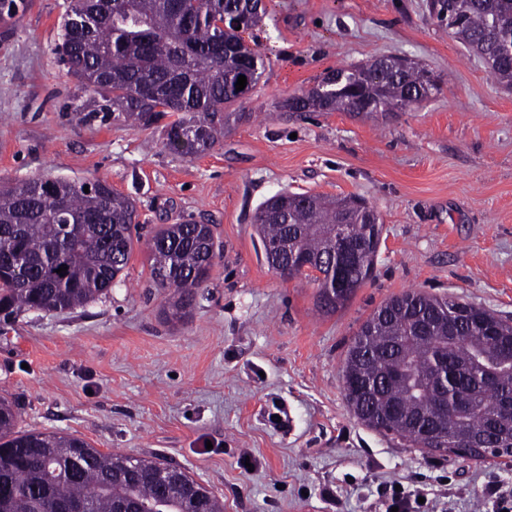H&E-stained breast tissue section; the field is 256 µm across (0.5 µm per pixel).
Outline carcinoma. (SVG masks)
<instances>
[{
	"instance_id": "cac0c4a2",
	"label": "carcinoma",
	"mask_w": 512,
	"mask_h": 512,
	"mask_svg": "<svg viewBox=\"0 0 512 512\" xmlns=\"http://www.w3.org/2000/svg\"><path fill=\"white\" fill-rule=\"evenodd\" d=\"M265 14L263 0H69L58 45L62 62L81 86L99 95L98 111L134 126L165 117L167 145L190 156L224 137L233 113L260 82L263 55L242 34ZM430 17L487 63L492 79L512 87V63L499 48H512V0H430ZM94 17L76 31L70 20ZM247 78L236 90L239 76ZM144 84L156 95L140 93ZM441 78L419 63L390 56L330 71L277 112H402L436 94ZM89 192H84V187ZM254 217L255 232L271 270L288 279L328 273L319 260L336 247L332 226L349 224L358 257L345 288L318 289L325 314L346 305L371 279L383 224H367L357 205L342 199L281 191ZM134 201L100 178L71 180L50 174L0 185V323L30 310L61 312L106 296L121 282L134 249ZM82 225L79 236L65 226ZM151 273L172 291L165 320H185L204 287L220 244L209 224H166L149 241ZM66 267L57 273L56 269ZM451 297L408 290L381 304L350 342L342 381L350 411L366 426L420 447L418 422L428 419L441 445H469L495 426L512 448V319L470 306L454 311ZM19 403L0 397V512H190L193 497H206L207 512H224V500L182 471L160 488L172 465L154 456L102 452L67 433L22 430Z\"/></svg>"
}]
</instances>
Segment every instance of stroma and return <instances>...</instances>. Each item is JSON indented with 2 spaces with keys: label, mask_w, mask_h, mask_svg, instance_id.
<instances>
[{
  "label": "stroma",
  "mask_w": 512,
  "mask_h": 512,
  "mask_svg": "<svg viewBox=\"0 0 512 512\" xmlns=\"http://www.w3.org/2000/svg\"><path fill=\"white\" fill-rule=\"evenodd\" d=\"M428 0H266L244 39L269 65L223 141L166 147L162 125L77 111L91 94L55 52L67 0L0 21V181L97 177L132 197L140 237L123 283L0 334V396L23 425L105 452L155 454L224 512H385L400 482L430 512H492L512 458L411 448L358 421L341 367L361 324L406 290L512 317V90L430 19ZM405 55L441 91L403 112H279L330 70ZM363 197L383 233L373 280L335 313L313 281H282L253 230L280 190ZM213 225L222 251L185 321L166 322L147 242L162 224Z\"/></svg>",
  "instance_id": "stroma-1"
}]
</instances>
